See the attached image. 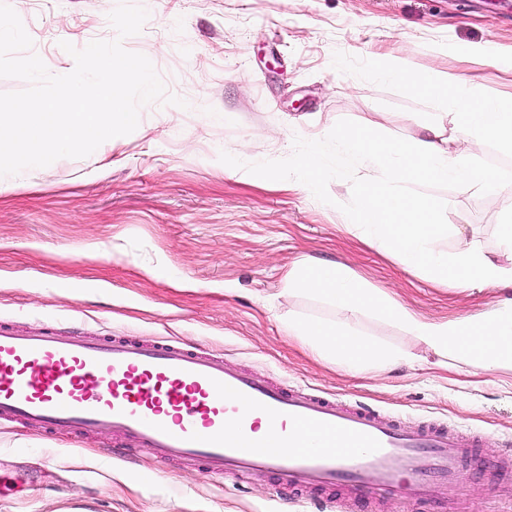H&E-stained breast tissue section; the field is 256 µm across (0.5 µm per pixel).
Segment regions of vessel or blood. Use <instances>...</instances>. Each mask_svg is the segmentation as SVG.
Returning <instances> with one entry per match:
<instances>
[{
    "label": "vessel or blood",
    "mask_w": 512,
    "mask_h": 512,
    "mask_svg": "<svg viewBox=\"0 0 512 512\" xmlns=\"http://www.w3.org/2000/svg\"><path fill=\"white\" fill-rule=\"evenodd\" d=\"M0 420L111 435L231 485L275 475L343 502H437L476 437L254 377L202 347L136 336H30L0 321Z\"/></svg>",
    "instance_id": "b4317fda"
}]
</instances>
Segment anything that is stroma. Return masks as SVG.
Masks as SVG:
<instances>
[{"mask_svg": "<svg viewBox=\"0 0 512 512\" xmlns=\"http://www.w3.org/2000/svg\"><path fill=\"white\" fill-rule=\"evenodd\" d=\"M122 0H17L14 9L50 73L74 68L62 42L82 47L118 38L108 21ZM145 7L142 31L121 39L147 56L180 108L142 106V123L80 159L61 158L0 194V320L60 336H156L207 346L255 376L360 401L414 425L441 423L479 436L467 463L470 512H512L495 474L512 444V372L472 376L436 356L397 325L369 314L343 317L289 296L300 259L336 261L368 287L418 316H476L512 295L430 281L370 245L351 224L364 176L337 163V127L364 123L377 134L418 137L437 106L391 82L371 83L370 59L416 73L456 74L481 95L512 96V0H129ZM459 45L498 54L462 58ZM322 135L329 166L343 175L319 193L287 189L289 163ZM470 159L482 190L455 183L387 181L426 197L448 226L439 248L476 238L499 256L498 226L512 219V148L451 141ZM263 165L251 182L236 167ZM347 320L361 335L412 352L415 365L384 375H349L313 356L284 325L289 317ZM111 438L47 437L0 424V512H433L386 496L344 508L317 492L288 490L270 477L232 488L184 460L157 461L137 449L113 459Z\"/></svg>", "mask_w": 512, "mask_h": 512, "instance_id": "1", "label": "stroma"}]
</instances>
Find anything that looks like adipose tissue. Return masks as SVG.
<instances>
[{"mask_svg": "<svg viewBox=\"0 0 512 512\" xmlns=\"http://www.w3.org/2000/svg\"><path fill=\"white\" fill-rule=\"evenodd\" d=\"M366 77L398 83L412 94L436 101L440 110L424 125L422 135L411 141L372 134L361 124L337 127V150L363 162L367 169L353 214L354 230L434 282L454 287L477 282L491 288L512 283V266L488 257L476 240H461L452 254L437 248V239L447 235L448 227L433 201L384 189L389 177L408 182L452 181L462 189L472 188L477 182L475 172L444 148L445 136L450 133L512 147V98L480 95L471 82L451 73L416 74L381 61L369 67ZM290 170L297 185L311 193L334 175L317 140L309 141L293 157ZM287 280L291 295L324 302L345 314L369 313L400 326L437 356L440 368L463 363L484 372L512 371V298L473 318L437 321L417 317L333 262L298 261ZM286 329L314 355L353 374L381 372L416 360L414 354L353 333L341 322L292 317Z\"/></svg>", "mask_w": 512, "mask_h": 512, "instance_id": "1", "label": "adipose tissue"}]
</instances>
